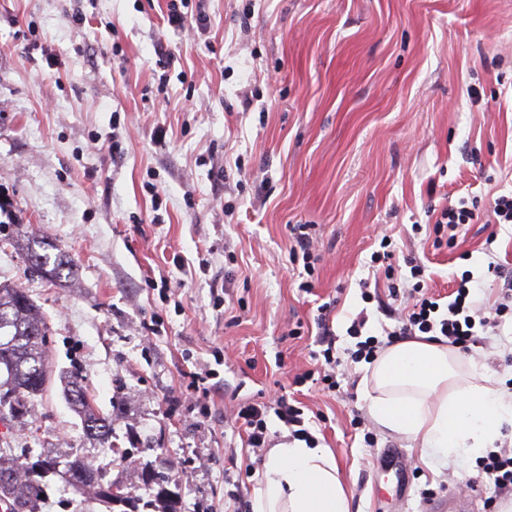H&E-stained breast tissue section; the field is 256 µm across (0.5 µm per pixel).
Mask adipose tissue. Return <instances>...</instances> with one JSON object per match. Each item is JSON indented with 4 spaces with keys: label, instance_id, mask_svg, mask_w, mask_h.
Listing matches in <instances>:
<instances>
[{
    "label": "adipose tissue",
    "instance_id": "ef3b65f1",
    "mask_svg": "<svg viewBox=\"0 0 512 512\" xmlns=\"http://www.w3.org/2000/svg\"><path fill=\"white\" fill-rule=\"evenodd\" d=\"M449 345L415 336L384 349L364 375L373 421L420 453L479 452L512 428V392L490 385ZM251 512H351L352 497L330 449L293 439L269 448Z\"/></svg>",
    "mask_w": 512,
    "mask_h": 512
}]
</instances>
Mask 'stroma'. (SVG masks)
<instances>
[{
	"label": "stroma",
	"instance_id": "35a3bbf8",
	"mask_svg": "<svg viewBox=\"0 0 512 512\" xmlns=\"http://www.w3.org/2000/svg\"><path fill=\"white\" fill-rule=\"evenodd\" d=\"M169 3L0 0V283L40 309L53 367L0 448L87 447L63 392L75 373L118 445L139 446L114 479L162 465L181 512H251L263 454L225 411L284 394L334 453L352 512H428L445 493L503 512L512 492L478 454L424 459L375 424L347 330L362 313L363 336L380 339L403 314L386 286L361 297L386 234L426 266L440 304L466 271L487 305L512 283V224L490 212L512 193V0H184L182 29ZM464 198L477 219L435 245V211ZM301 224L319 256L309 293L287 253ZM42 250L71 256V277L33 274ZM217 282L229 308L212 305ZM329 301L335 395L294 383L316 367ZM462 355L512 390V317ZM203 366L223 382L208 418L183 397ZM44 483L40 512H109L92 491Z\"/></svg>",
	"mask_w": 512,
	"mask_h": 512
}]
</instances>
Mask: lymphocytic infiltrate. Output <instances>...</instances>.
I'll list each match as a JSON object with an SVG mask.
<instances>
[{
  "mask_svg": "<svg viewBox=\"0 0 512 512\" xmlns=\"http://www.w3.org/2000/svg\"><path fill=\"white\" fill-rule=\"evenodd\" d=\"M380 246L371 261L379 265L390 295L396 298L404 293L410 299L400 325L387 333L389 342L432 334L445 337L449 344L464 346L474 341L478 329L500 326L503 317L512 309V293L504 294L501 301L488 309L476 307L471 287L474 276L470 273L463 274L454 299L447 306H440L427 290L424 267L413 258L398 263L391 236H383ZM271 414L290 428L292 438L314 444L315 439L305 426L303 408L290 404L283 395L240 406L232 422L245 432L249 447L266 448L270 445L267 417Z\"/></svg>",
  "mask_w": 512,
  "mask_h": 512,
  "instance_id": "obj_1",
  "label": "lymphocytic infiltrate"
}]
</instances>
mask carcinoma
<instances>
[{"label":"carcinoma","mask_w":512,"mask_h":512,"mask_svg":"<svg viewBox=\"0 0 512 512\" xmlns=\"http://www.w3.org/2000/svg\"><path fill=\"white\" fill-rule=\"evenodd\" d=\"M35 271L56 280L63 268L73 264L65 255L50 257L33 254ZM51 365L47 353V329L44 319L28 293L18 287L0 285V418L11 421L25 418L31 398L43 394L50 383ZM67 396L82 419L84 430L93 439L106 445L112 433V418L99 413L81 383L74 379L67 386ZM61 473L75 489L90 488L95 494L123 512H139L161 504L159 512H178L179 494L168 489L169 475L156 472L152 479L139 477L141 486L152 492L144 500L136 490L93 468L86 456L71 448L56 456L39 455L30 461L26 453L16 455L11 448H0V475L9 477L7 487L0 486V496L10 499L13 512H39L44 493L43 478Z\"/></svg>","instance_id":"1"}]
</instances>
